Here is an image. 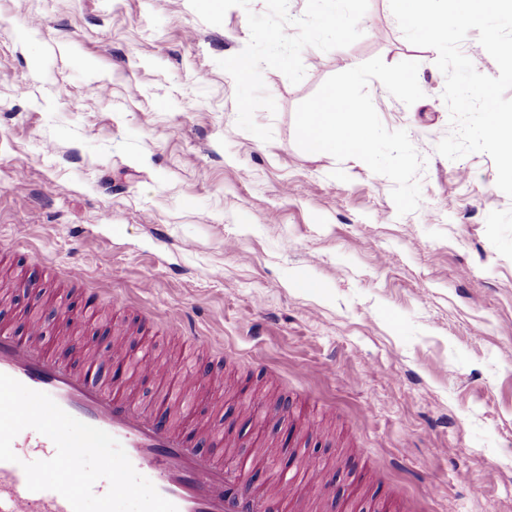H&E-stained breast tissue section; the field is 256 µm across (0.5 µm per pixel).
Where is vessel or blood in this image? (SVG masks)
I'll use <instances>...</instances> for the list:
<instances>
[{
  "label": "vessel or blood",
  "mask_w": 512,
  "mask_h": 512,
  "mask_svg": "<svg viewBox=\"0 0 512 512\" xmlns=\"http://www.w3.org/2000/svg\"><path fill=\"white\" fill-rule=\"evenodd\" d=\"M96 365V359L89 357L83 370H76L33 337L0 328V373L48 394L71 416L115 437L136 471L174 503L178 512H261V499L238 489L247 478L245 468H238L236 483H229L223 466L192 447L173 425L132 406L128 387L91 383L88 373ZM139 370L167 375L166 394L181 396L188 388L167 362L143 357ZM12 448L17 462H0V512H72L58 493L33 492L26 485L23 463L34 456L51 459L54 443L27 429L16 436Z\"/></svg>",
  "instance_id": "1"
}]
</instances>
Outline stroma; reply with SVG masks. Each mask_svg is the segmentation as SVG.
I'll return each mask as SVG.
<instances>
[{"label":"stroma","instance_id":"obj_1","mask_svg":"<svg viewBox=\"0 0 512 512\" xmlns=\"http://www.w3.org/2000/svg\"><path fill=\"white\" fill-rule=\"evenodd\" d=\"M0 0V325L82 353L148 354L195 377L132 400L233 468L318 475L303 512H512V198L485 153L449 160L437 53L389 0ZM287 29L284 66L265 34ZM254 65L242 78L228 56ZM418 62L421 100L379 81L425 164L398 215L361 160L303 151L295 111L343 60ZM28 236L15 238L17 225ZM79 268L83 281L67 279ZM112 306L81 325L92 289ZM182 308L184 327L166 323ZM210 346L192 348L189 337Z\"/></svg>","mask_w":512,"mask_h":512}]
</instances>
